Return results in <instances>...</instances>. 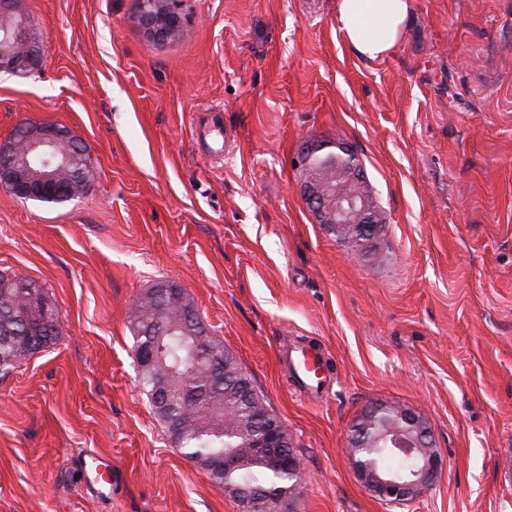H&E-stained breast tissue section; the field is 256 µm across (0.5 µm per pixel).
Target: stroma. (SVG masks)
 I'll use <instances>...</instances> for the list:
<instances>
[{
  "mask_svg": "<svg viewBox=\"0 0 512 512\" xmlns=\"http://www.w3.org/2000/svg\"><path fill=\"white\" fill-rule=\"evenodd\" d=\"M41 47L0 72V144L66 128L89 188L47 204L0 189V273L61 317L0 378V512H243L186 458L140 384L132 307L180 285L298 452L289 512H512V0H412L379 60L344 44L337 0H183L175 42L134 0H15ZM358 155L386 224L366 246L317 224L306 142ZM326 352L301 394L281 352ZM424 413L445 461L405 504L345 450L372 404ZM110 458L111 491L84 463Z\"/></svg>",
  "mask_w": 512,
  "mask_h": 512,
  "instance_id": "35a3bbf8",
  "label": "stroma"
}]
</instances>
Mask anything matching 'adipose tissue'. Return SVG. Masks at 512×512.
Returning a JSON list of instances; mask_svg holds the SVG:
<instances>
[{"label": "adipose tissue", "instance_id": "1", "mask_svg": "<svg viewBox=\"0 0 512 512\" xmlns=\"http://www.w3.org/2000/svg\"><path fill=\"white\" fill-rule=\"evenodd\" d=\"M411 10L412 0H338L337 25L357 55L378 59L399 43Z\"/></svg>", "mask_w": 512, "mask_h": 512}]
</instances>
